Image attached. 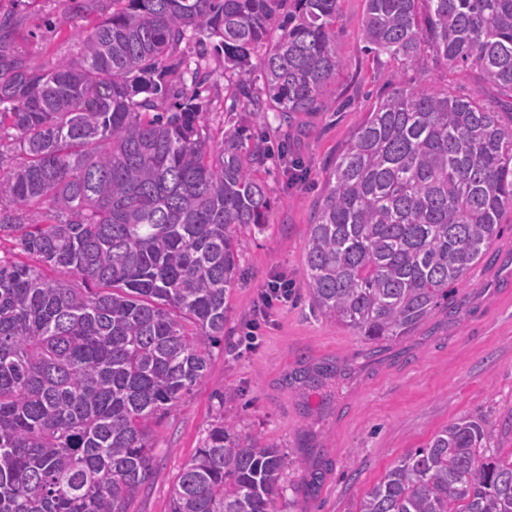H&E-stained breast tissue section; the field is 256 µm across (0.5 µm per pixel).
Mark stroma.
Here are the masks:
<instances>
[{
	"mask_svg": "<svg viewBox=\"0 0 512 512\" xmlns=\"http://www.w3.org/2000/svg\"><path fill=\"white\" fill-rule=\"evenodd\" d=\"M13 15L14 53L36 66L74 51V22L60 0H0ZM365 0H337L336 53L342 64L315 112L288 126L252 116L253 134L287 141L299 168L270 163L262 177L273 200L271 222L246 233L248 246L229 293L224 339L212 350L205 378L155 426L150 483L128 512H170V489L217 412L239 431L275 443L289 457L308 455L284 474L296 512H356L364 492L410 449L464 416L487 418L499 447L512 451V212L489 254L467 273L447 304L389 350L369 356L346 326L324 318L303 280L305 242L325 192L326 175L378 99L395 85L394 63L364 49ZM428 74L458 95L479 88L470 69L426 64L403 70L401 85ZM292 284L288 303L260 322L258 339L240 346L261 291L276 275ZM334 364L331 387L296 382L309 366Z\"/></svg>",
	"mask_w": 512,
	"mask_h": 512,
	"instance_id": "obj_1",
	"label": "stroma"
}]
</instances>
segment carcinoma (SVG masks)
Instances as JSON below:
<instances>
[{
	"instance_id": "obj_1",
	"label": "carcinoma",
	"mask_w": 512,
	"mask_h": 512,
	"mask_svg": "<svg viewBox=\"0 0 512 512\" xmlns=\"http://www.w3.org/2000/svg\"><path fill=\"white\" fill-rule=\"evenodd\" d=\"M97 8L94 26H75L76 53L39 66L13 54L0 16V241L40 262L0 253V512H127L152 476V426L202 383L224 339L241 229L270 223L258 173L275 151L230 111L203 133L201 92L217 73L182 44L224 52L233 97L281 126L318 109L340 66L336 0ZM363 43L402 68H473L512 100V0H366ZM511 210L512 125L424 74L375 105L329 171L307 232L309 298L370 344L406 337ZM334 376L321 366L304 382ZM494 437L481 418L445 426L358 512H512V455ZM291 464L221 413L170 512H282Z\"/></svg>"
}]
</instances>
